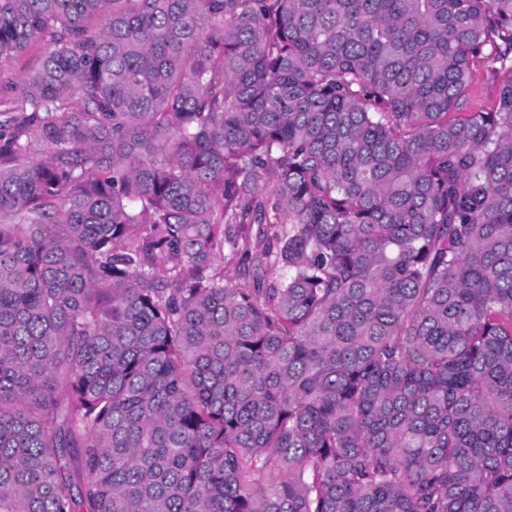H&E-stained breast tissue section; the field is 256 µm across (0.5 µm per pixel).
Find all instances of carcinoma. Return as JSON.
Listing matches in <instances>:
<instances>
[{
	"label": "carcinoma",
	"instance_id": "carcinoma-1",
	"mask_svg": "<svg viewBox=\"0 0 512 512\" xmlns=\"http://www.w3.org/2000/svg\"><path fill=\"white\" fill-rule=\"evenodd\" d=\"M34 41L0 512H512V0H0ZM500 81H494L490 76H486L485 67H480L475 75L473 91L469 109L472 112L486 111L493 107L496 92Z\"/></svg>",
	"mask_w": 512,
	"mask_h": 512
}]
</instances>
